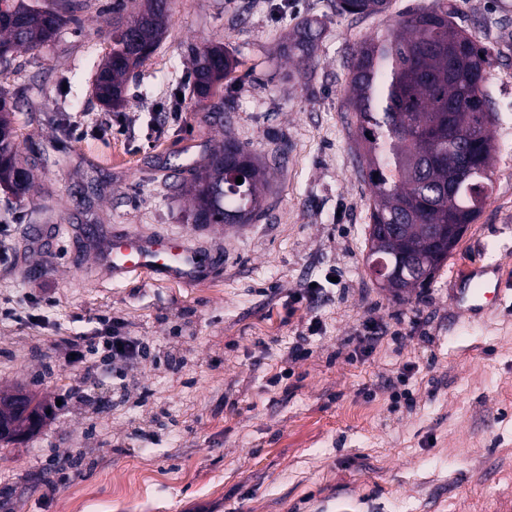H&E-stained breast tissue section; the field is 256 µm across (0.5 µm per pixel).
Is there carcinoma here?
<instances>
[{"instance_id": "1", "label": "carcinoma", "mask_w": 512, "mask_h": 512, "mask_svg": "<svg viewBox=\"0 0 512 512\" xmlns=\"http://www.w3.org/2000/svg\"><path fill=\"white\" fill-rule=\"evenodd\" d=\"M76 0H0V58L15 50L35 51L73 21ZM353 15L378 14L387 0H340ZM168 9L119 17L108 32L111 49L98 66L95 94L105 106L123 101L127 55L141 64L158 47ZM318 34L298 28L288 55L311 59ZM193 92L206 99L233 70L222 47L193 52ZM488 51L457 28L443 9L410 11L384 32L365 40L350 66L348 110L360 134L362 164L370 184V224H395L396 231H369L372 256L413 257L424 277L402 281L399 298L430 281L448 260V225L471 224L492 188L493 112L484 81ZM0 94V186L15 196L33 190L31 171L18 162L10 112ZM243 182L236 183L237 177ZM270 190L267 166L246 146L224 136L189 185L198 224H251L264 214ZM30 431L41 405L27 397Z\"/></svg>"}]
</instances>
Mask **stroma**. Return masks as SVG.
I'll list each match as a JSON object with an SVG mask.
<instances>
[{
  "label": "stroma",
  "mask_w": 512,
  "mask_h": 512,
  "mask_svg": "<svg viewBox=\"0 0 512 512\" xmlns=\"http://www.w3.org/2000/svg\"><path fill=\"white\" fill-rule=\"evenodd\" d=\"M114 2L80 0L75 24L0 68L37 185L0 189V300L22 314L0 319V388L47 409L0 446V512H512V0H390L369 16L337 0H170L111 110L93 80ZM440 6L489 50L493 192L431 282L398 299L364 261L349 68L368 36ZM302 23L320 33L305 64L284 52ZM206 44L238 67L201 100L190 51ZM228 134L271 168L265 213L193 223L171 185ZM124 229L185 237L222 264L191 287L112 281L93 239ZM475 264L497 299L470 320L450 298ZM102 315L147 349L121 379L67 361Z\"/></svg>",
  "instance_id": "obj_1"
}]
</instances>
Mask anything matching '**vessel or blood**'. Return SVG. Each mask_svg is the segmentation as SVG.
Wrapping results in <instances>:
<instances>
[{"label":"vessel or blood","instance_id":"b4317fda","mask_svg":"<svg viewBox=\"0 0 512 512\" xmlns=\"http://www.w3.org/2000/svg\"><path fill=\"white\" fill-rule=\"evenodd\" d=\"M99 252L101 265L115 281L134 273L146 272L161 280L191 286L206 275L211 266L200 251L181 239L167 237L149 240L132 231L103 240ZM487 286L483 268L472 266L463 288L452 298L453 305L468 317L480 315L484 309Z\"/></svg>","mask_w":512,"mask_h":512}]
</instances>
